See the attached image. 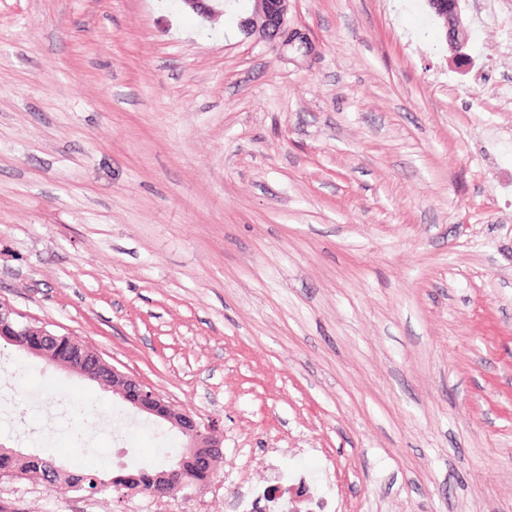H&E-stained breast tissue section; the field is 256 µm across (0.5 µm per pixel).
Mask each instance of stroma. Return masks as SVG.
<instances>
[{"label":"stroma","instance_id":"obj_1","mask_svg":"<svg viewBox=\"0 0 512 512\" xmlns=\"http://www.w3.org/2000/svg\"><path fill=\"white\" fill-rule=\"evenodd\" d=\"M294 0L280 59L180 0H0V302L224 432L149 499L0 478L6 512H235L302 472L332 512H512V0ZM0 445L162 469L170 426L0 341ZM430 5L437 17L443 21L446 39L455 52V62L459 68L470 64V58L463 52L466 45V29L461 20L460 0H431Z\"/></svg>","mask_w":512,"mask_h":512}]
</instances>
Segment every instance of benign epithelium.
Returning <instances> with one entry per match:
<instances>
[{
  "label": "benign epithelium",
  "mask_w": 512,
  "mask_h": 512,
  "mask_svg": "<svg viewBox=\"0 0 512 512\" xmlns=\"http://www.w3.org/2000/svg\"><path fill=\"white\" fill-rule=\"evenodd\" d=\"M250 17L243 20L247 35L260 41L269 42L283 60L309 57L315 54L316 45L309 35L290 26L288 12L290 0H253ZM188 8L205 19L222 15L233 3H215V0H181ZM437 17L443 21L446 39L455 52V62L465 68L470 58L463 52L466 45V29L461 20L460 0H430ZM18 313L11 306L0 302V339L23 349L25 352L44 356L46 347L56 343L59 335L45 326H38L19 320ZM70 352L68 359L54 361L60 366L85 380H112V392L138 410L167 423L188 439L183 450L199 470L212 471L215 461L223 457L224 434L214 423L202 424L194 416L167 401L160 393L145 386L137 378L125 374L106 362L100 353L77 337H68ZM180 470L169 467L156 473L151 496L164 498L172 495V488L178 484Z\"/></svg>",
  "instance_id": "benign-epithelium-1"
}]
</instances>
